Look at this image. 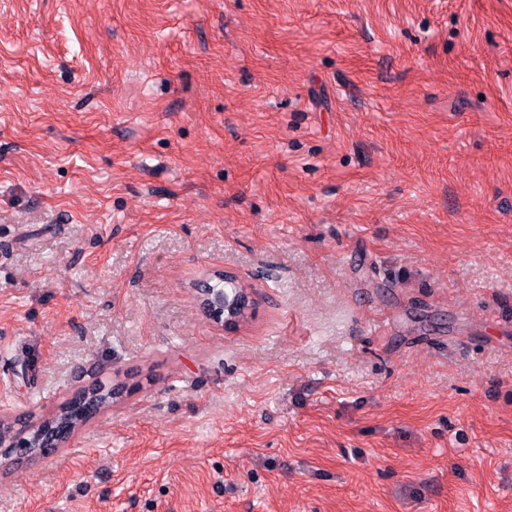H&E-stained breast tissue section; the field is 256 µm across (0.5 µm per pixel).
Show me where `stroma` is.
<instances>
[{
	"mask_svg": "<svg viewBox=\"0 0 512 512\" xmlns=\"http://www.w3.org/2000/svg\"><path fill=\"white\" fill-rule=\"evenodd\" d=\"M96 380L0 512H512V0H0V416Z\"/></svg>",
	"mask_w": 512,
	"mask_h": 512,
	"instance_id": "35a3bbf8",
	"label": "stroma"
}]
</instances>
